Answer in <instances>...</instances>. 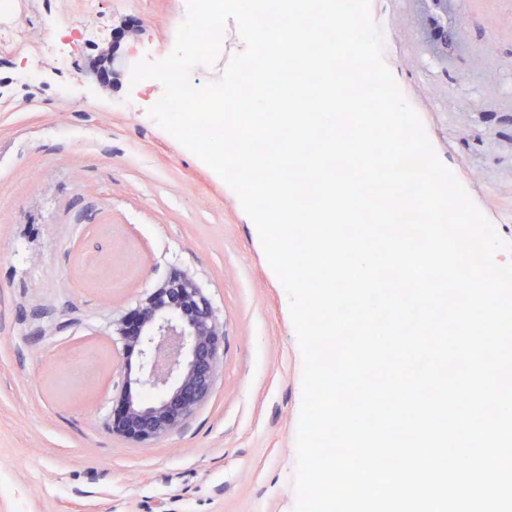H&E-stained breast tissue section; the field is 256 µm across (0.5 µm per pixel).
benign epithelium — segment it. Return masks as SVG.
<instances>
[{"label":"benign epithelium","mask_w":512,"mask_h":512,"mask_svg":"<svg viewBox=\"0 0 512 512\" xmlns=\"http://www.w3.org/2000/svg\"><path fill=\"white\" fill-rule=\"evenodd\" d=\"M434 51L448 55V25L433 27ZM122 346L117 362L131 349L140 354L136 383L153 395L125 398L123 417L112 432L147 444L178 429L208 399L221 374L224 319L190 275L174 270L130 312L112 321Z\"/></svg>","instance_id":"7a95c632"}]
</instances>
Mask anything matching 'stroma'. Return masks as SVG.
Here are the masks:
<instances>
[{
  "label": "stroma",
  "instance_id": "35a3bbf8",
  "mask_svg": "<svg viewBox=\"0 0 512 512\" xmlns=\"http://www.w3.org/2000/svg\"><path fill=\"white\" fill-rule=\"evenodd\" d=\"M14 0L0 26V512H295L303 355L283 284L224 180L145 112L109 48L174 49L187 0ZM429 0H373L385 64L441 162L512 239V0H448L447 58ZM139 36L114 42L126 27ZM55 37L67 68L43 49ZM33 73L20 82L18 73ZM224 318L223 374L146 445L111 430L140 360L112 365V320L171 271Z\"/></svg>",
  "mask_w": 512,
  "mask_h": 512
}]
</instances>
